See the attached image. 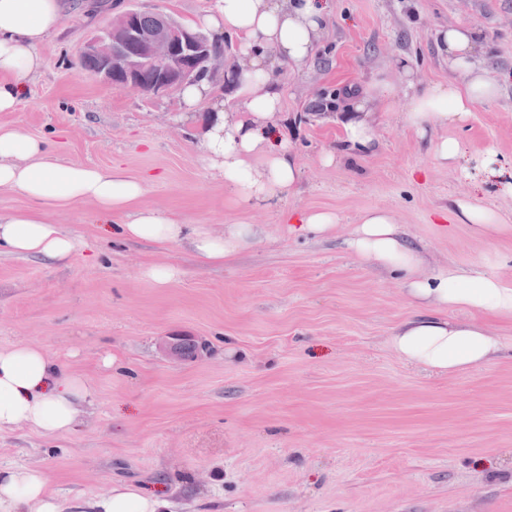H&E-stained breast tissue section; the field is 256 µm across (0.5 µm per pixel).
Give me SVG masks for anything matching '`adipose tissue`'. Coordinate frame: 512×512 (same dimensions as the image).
Returning a JSON list of instances; mask_svg holds the SVG:
<instances>
[{
  "label": "adipose tissue",
  "mask_w": 512,
  "mask_h": 512,
  "mask_svg": "<svg viewBox=\"0 0 512 512\" xmlns=\"http://www.w3.org/2000/svg\"><path fill=\"white\" fill-rule=\"evenodd\" d=\"M68 0H0V112L21 104L27 79L43 66L40 46L61 25ZM195 26L232 38L238 45L233 66L198 79L181 92V109L206 115L200 147L224 177L232 201L248 211L277 203L300 179L285 140L271 134L283 92L270 77L275 63L311 59L325 30L321 0H215ZM454 80L415 84L407 81L410 100L405 121L419 136L448 128L479 102L494 100L499 83L483 63L487 49L473 28L452 26L438 33ZM352 117L344 124V142L367 149L374 141L369 113L390 110L394 86L377 79L370 90L352 92ZM0 188L27 197L26 209L0 216V247L22 256L69 258L76 241L51 218L72 202L96 204L104 221L128 240L159 245L189 239L205 266L232 264L259 229L245 221L225 225L223 234L207 226L182 223L169 210L146 207L144 184L118 167L59 165L43 141L13 127L0 126ZM348 245L364 265L405 271L409 297L420 314L402 321L390 338L393 350L411 365L451 375L492 360L501 349L490 320L512 319V287L494 274L462 273L456 267L428 272L421 253L401 236L387 211H366ZM95 397L83 375L62 369L41 348L0 346V432L20 427L46 436L72 432L83 405ZM47 475L35 467L0 469V512H59L48 493ZM165 500L133 484L120 483L95 500L93 512H164Z\"/></svg>",
  "instance_id": "ef3b65f1"
}]
</instances>
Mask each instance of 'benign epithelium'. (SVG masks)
<instances>
[{
	"mask_svg": "<svg viewBox=\"0 0 512 512\" xmlns=\"http://www.w3.org/2000/svg\"><path fill=\"white\" fill-rule=\"evenodd\" d=\"M81 56L97 61L94 74L114 89L146 94L141 70L149 65L157 73L156 96L171 95L196 80L197 67L213 74L233 65L234 55L211 52L203 36L169 15L159 13L154 26L141 28L139 11L128 9L112 18L100 34L90 37Z\"/></svg>",
	"mask_w": 512,
	"mask_h": 512,
	"instance_id": "1",
	"label": "benign epithelium"
}]
</instances>
